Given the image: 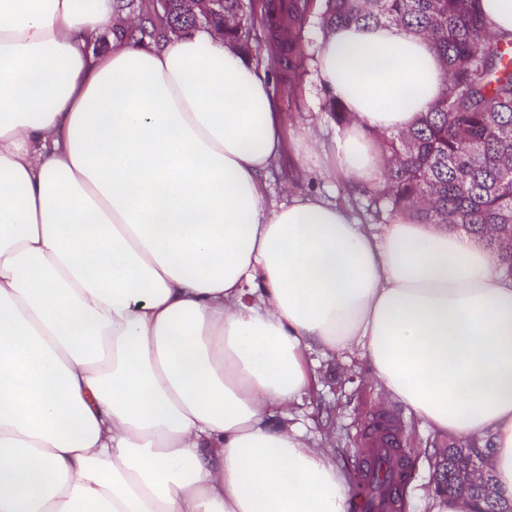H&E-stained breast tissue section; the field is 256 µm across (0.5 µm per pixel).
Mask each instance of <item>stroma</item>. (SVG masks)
<instances>
[{"label": "stroma", "instance_id": "stroma-1", "mask_svg": "<svg viewBox=\"0 0 512 512\" xmlns=\"http://www.w3.org/2000/svg\"><path fill=\"white\" fill-rule=\"evenodd\" d=\"M305 51L311 62L298 81L297 96L279 93L280 108L286 128L296 135L306 130L331 139L340 127L328 108V95L312 59L319 49L321 33L316 18H309L301 32ZM268 196L274 203L284 202L289 189L316 192L350 208L359 223H373L367 213V190L354 189L341 179L327 176L321 156L310 155L298 161L286 156L267 179ZM386 415L401 432L407 450L408 479L402 488L403 512H431L433 478L437 454L452 446L453 438L420 427L415 417L397 400L379 390L367 360L361 354H348L321 360L317 369V387L302 405L296 406L295 418L313 439L322 441L334 456L346 480H353L362 459L365 429L374 415Z\"/></svg>", "mask_w": 512, "mask_h": 512}]
</instances>
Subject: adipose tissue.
<instances>
[{
  "label": "adipose tissue",
  "instance_id": "ef3b65f1",
  "mask_svg": "<svg viewBox=\"0 0 512 512\" xmlns=\"http://www.w3.org/2000/svg\"><path fill=\"white\" fill-rule=\"evenodd\" d=\"M116 0H0V512H349L288 407L360 351L423 424L490 438L512 502V274L479 238L320 196L269 207L263 69L210 28L145 44ZM108 47L94 52L100 38ZM374 185L443 64L395 24L320 40Z\"/></svg>",
  "mask_w": 512,
  "mask_h": 512
}]
</instances>
